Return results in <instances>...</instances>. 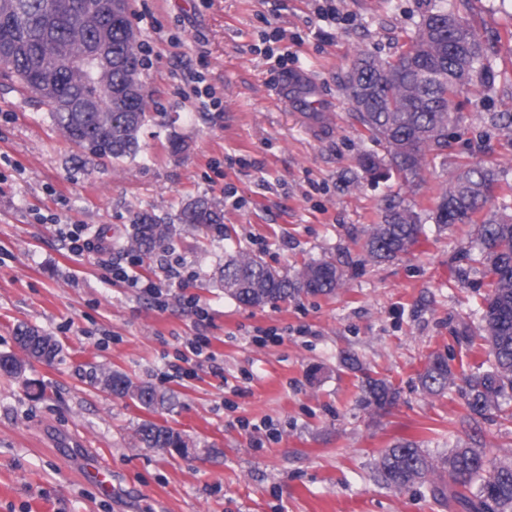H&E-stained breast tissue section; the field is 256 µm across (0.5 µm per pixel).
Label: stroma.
Returning <instances> with one entry per match:
<instances>
[{
    "mask_svg": "<svg viewBox=\"0 0 512 512\" xmlns=\"http://www.w3.org/2000/svg\"><path fill=\"white\" fill-rule=\"evenodd\" d=\"M430 2L335 0L330 21L317 0H131L148 106L136 157L120 161L82 154L38 98L0 85V354L17 353L21 324L62 347L53 364L26 365L41 398L0 373V512H458L425 488L380 483L381 452L413 441L440 456L460 443L512 461L511 400L476 422L461 386L434 396L418 387L432 355L467 374L492 361L481 340L458 337L478 327L487 290L477 225L426 222L425 237L393 260L361 250L388 203L425 215L457 168L512 165V134L490 121L512 113V0H470L503 72L496 89L462 90L450 146L419 177L360 168L372 144L350 117L345 77L358 51L392 54ZM275 28L290 72L317 80L330 129L311 128L290 102L265 54ZM198 72L222 111L186 96ZM200 196L220 202L224 237L183 232L150 256L130 250L141 216L176 221ZM76 224L106 251L72 255ZM237 250L284 272L330 258L344 284L244 307L212 283ZM168 259L183 263L182 278L167 279ZM200 337L221 374L188 375ZM346 352L359 369L343 365ZM364 367L396 390L391 406H362ZM108 370L177 403L151 413L112 395ZM148 419L198 452L141 447L135 430ZM100 461L112 470L108 494L90 476Z\"/></svg>",
    "mask_w": 512,
    "mask_h": 512,
    "instance_id": "stroma-1",
    "label": "stroma"
}]
</instances>
